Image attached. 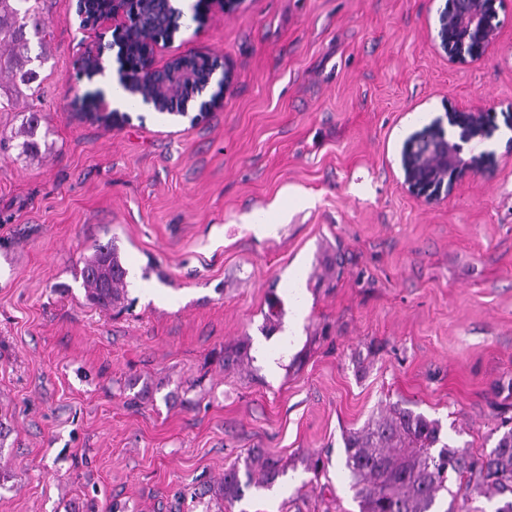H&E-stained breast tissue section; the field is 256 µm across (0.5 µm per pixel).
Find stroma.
Here are the masks:
<instances>
[{"label": "stroma", "instance_id": "1", "mask_svg": "<svg viewBox=\"0 0 512 512\" xmlns=\"http://www.w3.org/2000/svg\"><path fill=\"white\" fill-rule=\"evenodd\" d=\"M503 2L495 44L456 65L446 0H243L153 57L221 59L222 109L194 124L142 102L113 127L83 99L118 81L115 51L94 80L76 66L111 23L43 0L39 92L0 112L7 142L25 112L51 128L41 155L0 154V512H359L343 436L395 404L449 445L495 446L512 419ZM451 107L494 112L462 151L494 162L430 200L402 151ZM110 240L135 278L102 310L80 268ZM255 448L286 468L273 489L191 498Z\"/></svg>", "mask_w": 512, "mask_h": 512}]
</instances>
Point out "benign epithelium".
Masks as SVG:
<instances>
[{
  "mask_svg": "<svg viewBox=\"0 0 512 512\" xmlns=\"http://www.w3.org/2000/svg\"><path fill=\"white\" fill-rule=\"evenodd\" d=\"M162 5L159 14L136 15L132 8L135 0H109L108 6L93 16L86 13L87 0H78V13L87 25L103 20L112 22L113 42L119 49L120 59H125L126 46L124 36L131 20L137 19L147 30L161 22L168 26L170 33L167 41H174L180 31L178 13L171 11L172 0H157ZM240 0H200L199 13L206 19L215 6L229 10ZM500 0H448L440 13L438 38L441 48L448 54V61L454 64H467L484 57L497 38V19ZM214 74L207 76L197 72L189 60L177 59L163 70H153L151 81L166 87L164 101L154 105L157 111L172 115L189 116V112H212L224 107V94L227 89V77L213 82ZM211 89L208 98L195 103L179 105L181 96L197 94ZM448 126L453 128L458 140L436 133L434 125L405 144L402 154V166L406 183L415 191L426 195H437L441 191H452L456 180L464 174L477 175L491 162L492 154L483 153L466 159L462 156L461 144L480 142L492 133L493 116L482 108L460 110L448 109Z\"/></svg>",
  "mask_w": 512,
  "mask_h": 512,
  "instance_id": "1",
  "label": "benign epithelium"
}]
</instances>
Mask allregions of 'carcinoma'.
<instances>
[{
	"label": "carcinoma",
	"instance_id": "cac0c4a2",
	"mask_svg": "<svg viewBox=\"0 0 512 512\" xmlns=\"http://www.w3.org/2000/svg\"><path fill=\"white\" fill-rule=\"evenodd\" d=\"M40 0H0V75L11 77L12 88L32 89L39 79L38 65L45 53L28 55L27 28L40 33ZM41 117L30 112L23 117L19 138L13 146L0 142V151L18 150L16 158L36 155L41 149L38 129ZM80 274L88 299L108 310L118 307L126 294L128 275L112 241L97 243L86 257ZM441 444L437 454L432 448ZM344 467L360 498L362 512H433L438 494L448 490L455 478L456 491L447 512H456L454 501L471 502L481 496L501 497L494 512H512V428L505 431L488 453H472L441 443V425L422 413L392 406L389 414L360 432L344 438ZM260 457L245 460L247 480L239 470L224 472L217 495L227 502L240 500L245 489L271 487L284 475L279 461H261L260 476L253 479L252 467Z\"/></svg>",
	"mask_w": 512,
	"mask_h": 512
}]
</instances>
